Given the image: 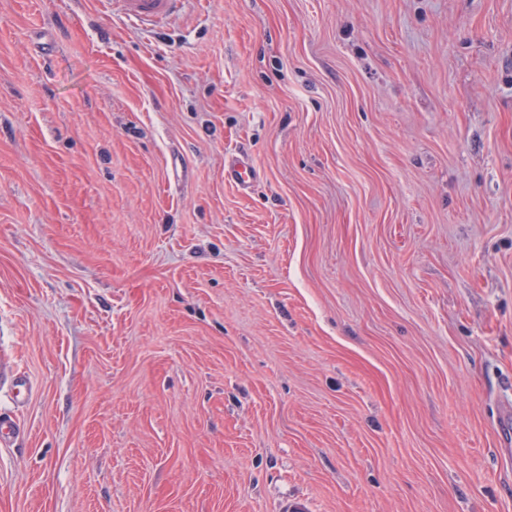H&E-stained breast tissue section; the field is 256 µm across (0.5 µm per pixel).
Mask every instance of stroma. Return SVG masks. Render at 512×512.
Masks as SVG:
<instances>
[{
    "mask_svg": "<svg viewBox=\"0 0 512 512\" xmlns=\"http://www.w3.org/2000/svg\"><path fill=\"white\" fill-rule=\"evenodd\" d=\"M0 355V512H512V0H0ZM187 0H115L128 18L144 25L156 26L180 13ZM258 178V171L245 158L232 157L224 162V180L229 184L247 189ZM8 387L16 399L24 398L30 388L26 379L19 374L10 361L0 358V388Z\"/></svg>",
    "mask_w": 512,
    "mask_h": 512,
    "instance_id": "35a3bbf8",
    "label": "stroma"
}]
</instances>
